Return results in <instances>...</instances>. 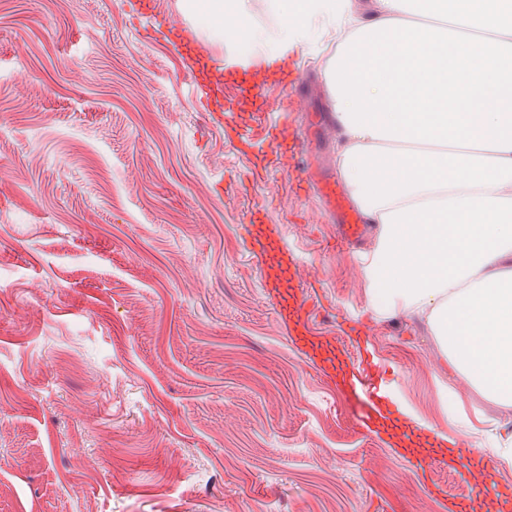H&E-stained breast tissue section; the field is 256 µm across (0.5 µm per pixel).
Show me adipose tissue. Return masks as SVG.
Masks as SVG:
<instances>
[{"instance_id": "ef3b65f1", "label": "adipose tissue", "mask_w": 512, "mask_h": 512, "mask_svg": "<svg viewBox=\"0 0 512 512\" xmlns=\"http://www.w3.org/2000/svg\"><path fill=\"white\" fill-rule=\"evenodd\" d=\"M192 0L240 57L274 63L336 44L324 68L338 175L376 227L370 308L425 318L449 368L512 405V0ZM480 457L512 445L449 406Z\"/></svg>"}]
</instances>
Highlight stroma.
<instances>
[{
  "instance_id": "1",
  "label": "stroma",
  "mask_w": 512,
  "mask_h": 512,
  "mask_svg": "<svg viewBox=\"0 0 512 512\" xmlns=\"http://www.w3.org/2000/svg\"><path fill=\"white\" fill-rule=\"evenodd\" d=\"M154 3L251 77L187 0ZM152 25L128 0H0V512H512L484 491L512 464L454 460L445 396L507 435L512 406L449 373L424 320L371 314V237L327 249L338 215L295 167L267 169L266 144L231 148ZM210 107L243 124L289 108L305 161L335 172L313 55ZM253 218L323 299L313 335L370 326L388 429L286 333L266 288L291 264L255 256Z\"/></svg>"
}]
</instances>
